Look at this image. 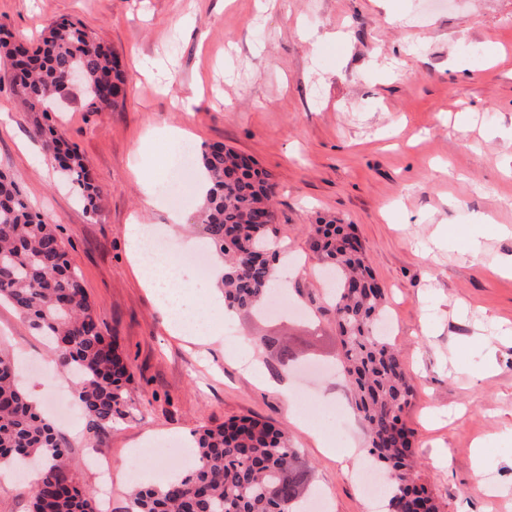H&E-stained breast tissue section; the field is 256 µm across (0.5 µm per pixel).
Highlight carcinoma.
<instances>
[{"label":"carcinoma","instance_id":"carcinoma-1","mask_svg":"<svg viewBox=\"0 0 512 512\" xmlns=\"http://www.w3.org/2000/svg\"><path fill=\"white\" fill-rule=\"evenodd\" d=\"M33 108L48 112L67 91L66 79L81 74L92 112L117 108L127 77L115 54L87 29L52 20L30 50L0 41V59ZM46 154L61 162L85 208L97 212L98 189L90 166L54 126L36 130ZM197 162L209 189L197 224L224 260V307L261 310L273 294L276 259L255 254L278 236L271 200L274 185L257 162L222 144L204 147ZM310 248L334 281L331 311L338 316L343 358L340 370L352 385L353 405L365 423L367 455L386 472L393 512H439L414 471L415 432L402 413L416 384L381 327L388 313L384 291L366 263L351 225L329 220L310 225ZM0 300L7 301L40 336L49 337L60 366L77 375L75 388L86 432L97 433L133 408L127 385L131 366L117 340L102 334L78 271L71 265L54 224L34 213L17 182L0 173ZM260 344L286 365L295 358L278 336ZM191 469L158 486L134 489L129 512H308L314 494L308 466L285 431L252 417L232 419L195 434ZM68 448L37 411L14 375L12 358L0 352V471L45 465L35 482L30 512H96L95 495L66 464Z\"/></svg>","mask_w":512,"mask_h":512}]
</instances>
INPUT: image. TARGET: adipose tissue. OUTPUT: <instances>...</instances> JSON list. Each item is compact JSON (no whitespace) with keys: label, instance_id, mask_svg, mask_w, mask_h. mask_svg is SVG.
I'll return each instance as SVG.
<instances>
[{"label":"adipose tissue","instance_id":"ef3b65f1","mask_svg":"<svg viewBox=\"0 0 512 512\" xmlns=\"http://www.w3.org/2000/svg\"><path fill=\"white\" fill-rule=\"evenodd\" d=\"M127 236L137 278L166 311L168 328L180 335L192 334L205 344L219 341L227 315L223 293L214 288L204 296L195 295L172 258L145 250L149 234L141 225H130Z\"/></svg>","mask_w":512,"mask_h":512}]
</instances>
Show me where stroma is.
I'll return each mask as SVG.
<instances>
[{
    "label": "stroma",
    "instance_id": "obj_1",
    "mask_svg": "<svg viewBox=\"0 0 512 512\" xmlns=\"http://www.w3.org/2000/svg\"><path fill=\"white\" fill-rule=\"evenodd\" d=\"M0 0V38L36 47L50 19L83 24L119 58L128 76L118 110L88 111L80 89L57 112L31 110L0 70V172L14 177L32 210L57 225L104 335L132 365L134 409L91 435L56 422L81 485L97 489L84 460L112 455L106 512H128L130 449L187 436L251 415L286 427L312 466L328 512H375L358 480L366 434L344 411L323 429L324 454L294 427L298 401L350 392L337 378L336 323L324 306L329 284L310 250L309 225H352L386 289L391 341L417 389L404 412L416 432V471L439 512H512V275L491 273L512 254V0ZM341 36L313 52L309 33ZM203 94L187 102L184 90ZM56 124L87 160L101 189L86 211L35 135ZM189 130L193 151L222 143L251 156L275 182V222L288 248L276 279L286 299L322 312L231 322L237 345L194 343L167 332L166 318L132 267L127 227L185 224L199 201L162 195L169 182V130ZM158 192L148 206L141 190ZM286 335L319 369L298 372L252 346ZM286 378L293 402L249 376L236 358ZM0 349L32 365L33 389L50 412L67 377L43 337L0 305ZM484 477L476 479L473 470Z\"/></svg>",
    "mask_w": 512,
    "mask_h": 512
}]
</instances>
